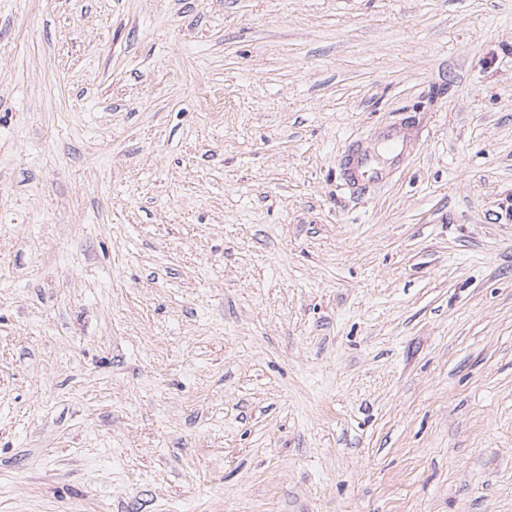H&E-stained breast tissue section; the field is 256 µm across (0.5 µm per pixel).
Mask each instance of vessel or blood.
Wrapping results in <instances>:
<instances>
[{"label":"vessel or blood","mask_w":512,"mask_h":512,"mask_svg":"<svg viewBox=\"0 0 512 512\" xmlns=\"http://www.w3.org/2000/svg\"><path fill=\"white\" fill-rule=\"evenodd\" d=\"M415 138L413 127L401 124L380 129L373 143L351 142L342 159L346 182L359 191L385 185L405 162Z\"/></svg>","instance_id":"vessel-or-blood-1"}]
</instances>
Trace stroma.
I'll return each instance as SVG.
<instances>
[{
  "instance_id": "obj_1",
  "label": "stroma",
  "mask_w": 512,
  "mask_h": 512,
  "mask_svg": "<svg viewBox=\"0 0 512 512\" xmlns=\"http://www.w3.org/2000/svg\"><path fill=\"white\" fill-rule=\"evenodd\" d=\"M0 512H512V0H0ZM416 136L412 126L401 124L380 129L372 144L352 141L342 159L344 179L359 191L385 185L405 162Z\"/></svg>"
}]
</instances>
